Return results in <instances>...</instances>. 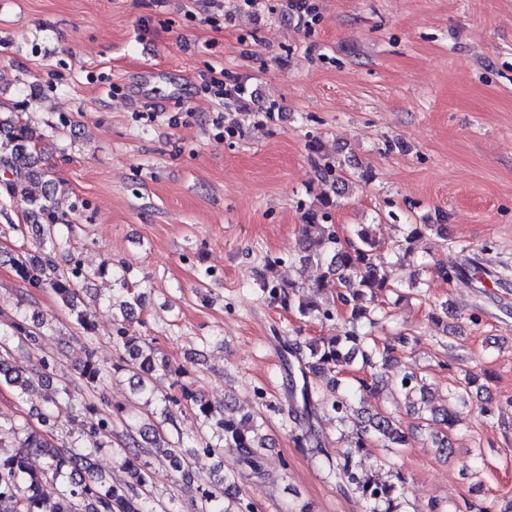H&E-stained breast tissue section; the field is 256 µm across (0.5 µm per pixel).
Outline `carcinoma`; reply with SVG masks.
<instances>
[{
  "label": "carcinoma",
  "mask_w": 512,
  "mask_h": 512,
  "mask_svg": "<svg viewBox=\"0 0 512 512\" xmlns=\"http://www.w3.org/2000/svg\"><path fill=\"white\" fill-rule=\"evenodd\" d=\"M46 135L24 122L21 113L0 111V172L5 194L0 195V215L7 206L22 202L25 219L36 227L38 248L10 258L16 275L34 288L51 290L69 311L73 323L85 336L95 330L88 313L79 309L80 287L87 279L80 261L71 254V242L58 224L56 202L57 180L53 168L46 166L44 147ZM321 182L331 184L334 194L321 192L303 214L302 239L295 259L325 268L322 278L304 288L261 276V292L265 299L292 311L301 318L331 321L337 309L347 315L351 329L340 336H321L309 340L296 339L288 345V353L299 363L302 383L293 373H287L291 387L288 417L292 422L290 436L298 448H314L326 455L320 438L312 427L319 412H332L341 426H352L353 440L349 451L339 459H327L329 471L346 487L354 490L368 506V512H401L399 489L394 484L380 483L358 470L354 454L373 443L391 451L404 446V435L398 421L391 415L377 412L368 417L353 408L354 399L371 392L383 379L381 370L399 362V345L405 337L381 342L374 336L380 323V311L374 306L378 294L391 288L385 257L378 254V241L372 225L354 227L350 234H341L328 223L338 199L345 196L348 180L343 164L323 157L314 160ZM41 185L40 194L29 191L31 184ZM445 241L446 224L407 225L404 256L413 254V242L426 234ZM67 257L68 267L62 268L57 256ZM97 274L112 277V296L122 318L116 329L115 344L128 355L126 367L132 372L131 393L147 403H161L160 411L148 419L125 418L121 410L98 413L96 399L99 387L111 376V371L96 359L94 350L87 348V359L79 372L86 397L75 402L67 386L49 392L41 425L51 428L62 415L75 416L82 411L98 414L96 423L74 441H59L53 436L33 431L24 425L15 426L22 435L18 447L8 456L0 455V512H155L152 489L158 462L174 472L191 470V451L182 438L166 436V428L176 427L178 410L187 407L202 420L206 431L200 435L203 452L216 454L224 445L238 450L241 473L255 485H263L268 473L263 464L266 436L262 435L265 419L261 410L238 420L230 414L229 396L224 402H213L181 381L186 368L173 366L157 356L155 349L131 328V314L140 303L141 293L127 278L128 268L114 271L102 265ZM336 295V303H321L317 297L323 291ZM41 324L27 318L13 319L0 327V386L24 393L35 383L49 377L55 358L46 356L32 367L21 365L10 352L14 338L31 345L39 342ZM359 360L369 374L358 379V386L346 387L339 378L343 367ZM161 368L174 376L177 395H157L151 387L152 373ZM465 386L451 394L450 402L434 409L432 421L447 429L458 422L452 401L463 398V392L474 379H464ZM394 394L404 398L427 396L426 378L410 367L396 381ZM123 427L118 447H113L114 427ZM104 448L112 449L127 480L114 485L95 469L94 457ZM44 457V466L32 469L28 458ZM60 481L55 495L44 493L48 481ZM196 512H254V504L242 494L239 478L234 473L216 474L207 488L200 490Z\"/></svg>",
  "instance_id": "obj_1"
}]
</instances>
